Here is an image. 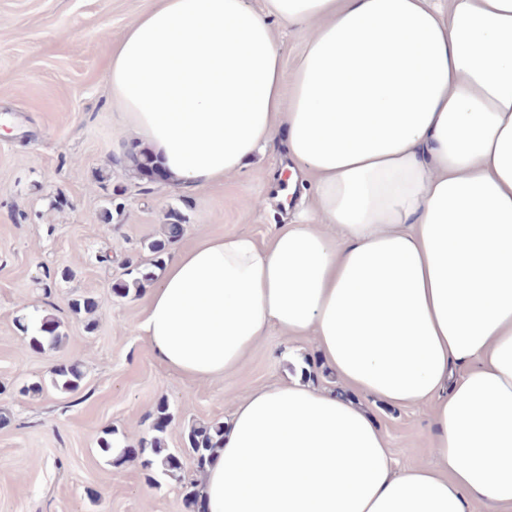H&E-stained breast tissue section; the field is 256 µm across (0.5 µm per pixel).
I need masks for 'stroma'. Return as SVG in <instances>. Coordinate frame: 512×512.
<instances>
[{
  "label": "stroma",
  "instance_id": "obj_1",
  "mask_svg": "<svg viewBox=\"0 0 512 512\" xmlns=\"http://www.w3.org/2000/svg\"><path fill=\"white\" fill-rule=\"evenodd\" d=\"M153 0H0V512H188L177 482H148L140 461L121 460L151 433L150 415L166 402L162 435L180 453L190 425L227 418L254 389L304 376L326 386L312 338L270 331L244 365L224 377L194 380L165 366L137 325L143 295L116 297L127 261L149 265L141 244L159 237L170 215L189 247L208 235L248 232L268 240L292 223L294 206L276 201L288 162L276 137L237 176L195 191L141 176L116 154L143 149L112 106V47ZM116 206L111 226L96 216ZM94 298L93 314L71 300ZM50 326L61 341L33 348ZM79 364L83 381L64 394L54 368ZM38 381L41 394H22ZM400 467L430 463L426 404L391 408L369 401ZM114 441L103 452L104 435Z\"/></svg>",
  "mask_w": 512,
  "mask_h": 512
}]
</instances>
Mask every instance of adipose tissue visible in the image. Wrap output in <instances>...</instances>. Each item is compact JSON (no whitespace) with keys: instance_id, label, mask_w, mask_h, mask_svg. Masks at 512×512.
Masks as SVG:
<instances>
[{"instance_id":"adipose-tissue-1","label":"adipose tissue","mask_w":512,"mask_h":512,"mask_svg":"<svg viewBox=\"0 0 512 512\" xmlns=\"http://www.w3.org/2000/svg\"><path fill=\"white\" fill-rule=\"evenodd\" d=\"M277 25L305 34L289 84ZM107 79L168 188L281 133L313 184L268 242L175 248L145 297L140 335L186 377L274 328L334 380L235 403L203 512H512V0H157ZM369 400L431 403L435 463L398 467Z\"/></svg>"}]
</instances>
